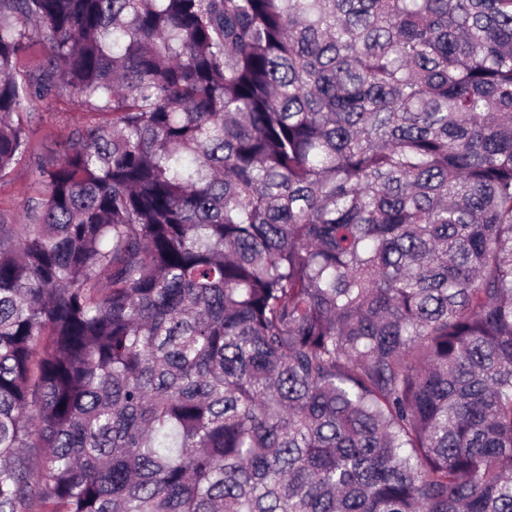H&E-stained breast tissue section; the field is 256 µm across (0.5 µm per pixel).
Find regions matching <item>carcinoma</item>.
Listing matches in <instances>:
<instances>
[{
	"label": "carcinoma",
	"instance_id": "carcinoma-1",
	"mask_svg": "<svg viewBox=\"0 0 512 512\" xmlns=\"http://www.w3.org/2000/svg\"><path fill=\"white\" fill-rule=\"evenodd\" d=\"M54 88L0 512H512V0H0V178ZM32 112L31 146L35 157L62 151L75 138L77 104L65 92L36 102Z\"/></svg>",
	"mask_w": 512,
	"mask_h": 512
}]
</instances>
